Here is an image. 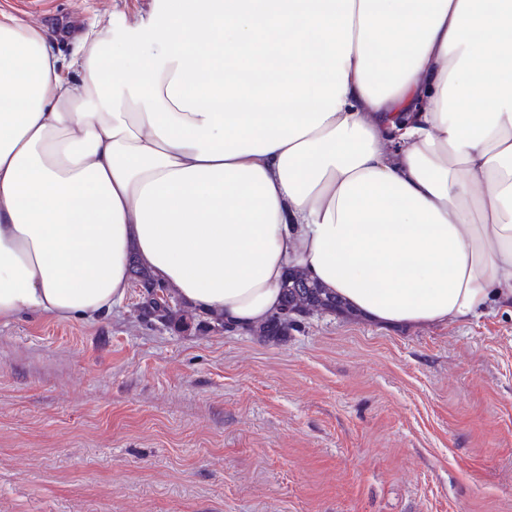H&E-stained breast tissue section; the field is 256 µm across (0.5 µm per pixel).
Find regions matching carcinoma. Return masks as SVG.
<instances>
[{
    "instance_id": "obj_1",
    "label": "carcinoma",
    "mask_w": 512,
    "mask_h": 512,
    "mask_svg": "<svg viewBox=\"0 0 512 512\" xmlns=\"http://www.w3.org/2000/svg\"><path fill=\"white\" fill-rule=\"evenodd\" d=\"M132 275L137 279L145 292L142 312L150 321H157L172 331H187L194 328L198 331L206 330L205 322L195 320L193 310L184 304H176L168 308L154 306L151 296L156 289L169 290V287L159 282L148 271L132 266ZM302 303L309 309L330 310L344 313L348 311L346 305L332 295L329 289L319 286L310 278H302L291 272L288 279L282 285V307L281 311L270 316L263 324L256 327L258 336L266 340H281L288 336V329L291 326L284 312Z\"/></svg>"
}]
</instances>
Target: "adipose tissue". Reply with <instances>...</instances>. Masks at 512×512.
Listing matches in <instances>:
<instances>
[{"label":"adipose tissue","instance_id":"1","mask_svg":"<svg viewBox=\"0 0 512 512\" xmlns=\"http://www.w3.org/2000/svg\"><path fill=\"white\" fill-rule=\"evenodd\" d=\"M133 255L239 330L295 269L382 326L512 309V0H153L67 65L0 10V324L103 317Z\"/></svg>","mask_w":512,"mask_h":512}]
</instances>
